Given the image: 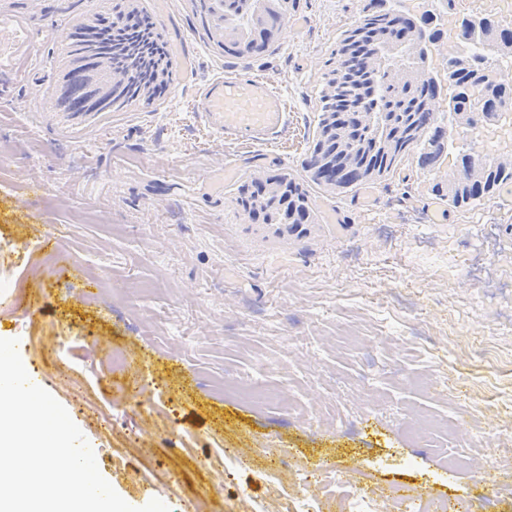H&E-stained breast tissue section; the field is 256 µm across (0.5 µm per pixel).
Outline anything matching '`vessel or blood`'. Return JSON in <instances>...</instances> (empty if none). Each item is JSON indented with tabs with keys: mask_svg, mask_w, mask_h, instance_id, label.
Instances as JSON below:
<instances>
[{
	"mask_svg": "<svg viewBox=\"0 0 512 512\" xmlns=\"http://www.w3.org/2000/svg\"><path fill=\"white\" fill-rule=\"evenodd\" d=\"M34 15H0V69L10 70L33 56L31 31ZM197 108L226 135L245 137L265 144L274 140L286 122L282 97L257 76L232 74L211 83L202 93ZM24 308L27 314L39 312V298L19 296L0 290V306Z\"/></svg>",
	"mask_w": 512,
	"mask_h": 512,
	"instance_id": "b4317fda",
	"label": "vessel or blood"
}]
</instances>
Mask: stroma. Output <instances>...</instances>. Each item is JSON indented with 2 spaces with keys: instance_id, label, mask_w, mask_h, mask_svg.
Listing matches in <instances>:
<instances>
[{
  "instance_id": "1",
  "label": "stroma",
  "mask_w": 512,
  "mask_h": 512,
  "mask_svg": "<svg viewBox=\"0 0 512 512\" xmlns=\"http://www.w3.org/2000/svg\"><path fill=\"white\" fill-rule=\"evenodd\" d=\"M130 2L171 47L166 91L75 117L40 111L35 97L62 93L72 27L108 0H0V14L42 18L33 58L0 72V281L39 293L41 310L0 308V339L17 340L100 474L124 501L150 494L170 512H241L247 497L287 512L296 470L317 481L331 458L380 500L408 486L512 512V497L485 505L473 481L497 479L476 461L512 420V206H452L432 224L433 175L415 156L370 178L367 209L359 187L315 184L303 166L331 54L367 0H300L306 27L242 58L225 55L195 0ZM222 74L259 75L282 95L287 121L271 145L224 138L198 114ZM279 174L314 206L302 235L250 223L237 204L240 182ZM49 225L71 259L65 279L44 274L34 247ZM115 349L127 354L121 373ZM261 362L267 395L219 391ZM133 373L150 380L144 395L126 391ZM292 385L319 389L323 424L289 409ZM339 412L342 427L330 422ZM415 413L462 424L474 441L441 433L427 446L401 423ZM452 453L471 463L444 485ZM406 457L414 469L401 468Z\"/></svg>"
}]
</instances>
